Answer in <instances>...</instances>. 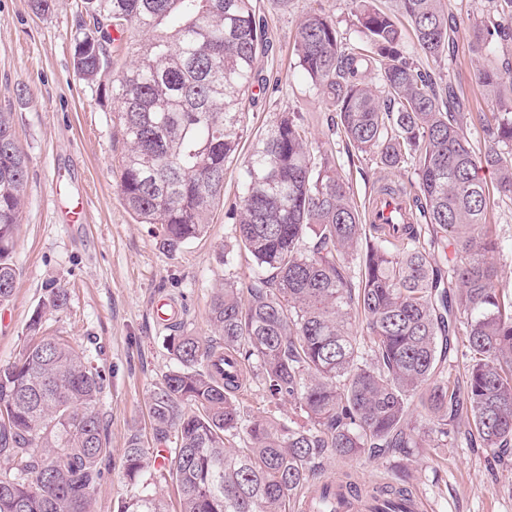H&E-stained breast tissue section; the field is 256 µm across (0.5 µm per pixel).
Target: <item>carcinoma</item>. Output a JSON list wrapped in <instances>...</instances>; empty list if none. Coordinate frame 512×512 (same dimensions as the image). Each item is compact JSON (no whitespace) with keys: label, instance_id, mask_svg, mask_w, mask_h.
<instances>
[{"label":"carcinoma","instance_id":"1","mask_svg":"<svg viewBox=\"0 0 512 512\" xmlns=\"http://www.w3.org/2000/svg\"><path fill=\"white\" fill-rule=\"evenodd\" d=\"M398 15L374 0H349L358 43L311 12L294 46L304 76L336 110L348 147L379 171L408 166L422 224H364L345 177L317 159L306 128L288 113L259 138L241 164L232 207L238 247L257 275L246 288L225 282L211 299L219 339L168 338L174 368L150 394L156 440L174 444L162 470L175 481L180 512H286L291 495L323 491L314 512H328L316 460L409 453L448 444L464 427L493 458L512 451V295L498 286L493 256L503 251L486 223L493 175L512 199V101L478 116L487 147L477 153L460 133L430 75L407 56L397 16L411 26L412 48L440 60L448 53L445 0H394ZM74 35L76 75L94 82L108 55L94 20L132 27L145 38L113 80L112 98L126 145L119 194L140 224H159L162 248L176 253L207 232L224 197L225 165L247 132L243 100L265 47V19L254 0H82ZM509 30L488 20L474 30L483 58L478 79L494 95L512 86L493 65ZM377 72L372 86L365 73ZM26 157L11 116L0 112V304L16 284L14 233L26 192ZM313 239L307 245V238ZM452 248L446 265L430 261ZM358 262L361 276L350 273ZM66 292L45 290L28 342L0 367V512H90L107 457L99 405L106 374L65 336L40 334L43 318L63 309ZM366 335L350 329L352 313ZM463 336L464 384L453 375ZM259 382L268 402L294 403L306 420L288 424L268 410L243 419L237 394ZM428 416L420 431L414 414ZM243 448L226 446L239 431ZM149 451L137 437L123 452L137 481ZM408 475L376 488L374 512H406ZM119 512H167L144 492Z\"/></svg>","mask_w":512,"mask_h":512}]
</instances>
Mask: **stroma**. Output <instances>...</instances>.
I'll return each instance as SVG.
<instances>
[{"instance_id": "35a3bbf8", "label": "stroma", "mask_w": 512, "mask_h": 512, "mask_svg": "<svg viewBox=\"0 0 512 512\" xmlns=\"http://www.w3.org/2000/svg\"><path fill=\"white\" fill-rule=\"evenodd\" d=\"M267 18V47L257 60L260 77L247 102L249 151L281 114L304 124L315 155L340 165L358 210H365L377 176L368 159L349 158L346 143L332 128L326 102L310 90L296 65L294 41L299 18L311 10L331 16L341 37L358 38L347 0H256ZM497 0H447L448 55L438 61L415 56L420 69L437 78L440 90L454 88L457 109L468 116L462 132L475 150L485 148L475 120L496 103L476 78L473 29L496 13ZM81 0H55L53 10L34 14L29 0H0V112L11 113L15 139L27 158L28 187L15 229L13 261L18 269L14 295L0 305V365L19 357L27 326L47 286L64 289V310L46 316L44 335L60 334L86 349L110 373L99 405L108 448L104 476L92 496V512H117L122 501L149 489L161 494L168 512H178L179 492L149 462L140 483L129 482L124 448L139 435L156 448L149 395L174 366L168 326L159 323L153 303L166 299L181 311V331L210 337L209 307L224 281L251 283L253 259L235 241L227 211L240 196L239 165L224 170V197L206 234L176 255L160 245L155 225L137 223L117 189L124 151L111 97L112 81L132 60L126 49L107 44L112 64L95 82L73 70V38ZM498 22L512 15L496 13ZM408 471V488L426 512H512V456L496 462L484 448L452 430L447 445L416 448L382 459H321L319 477H349L365 488L389 483Z\"/></svg>"}]
</instances>
